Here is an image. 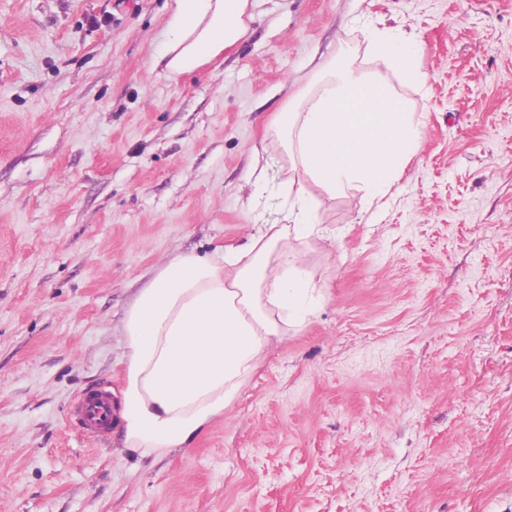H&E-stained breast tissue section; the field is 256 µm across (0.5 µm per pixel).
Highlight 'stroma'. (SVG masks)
<instances>
[{
    "label": "stroma",
    "mask_w": 512,
    "mask_h": 512,
    "mask_svg": "<svg viewBox=\"0 0 512 512\" xmlns=\"http://www.w3.org/2000/svg\"><path fill=\"white\" fill-rule=\"evenodd\" d=\"M168 0H0V512H512V0H257L195 73ZM415 43L425 84L374 60ZM326 56L389 84L420 145L379 208L310 186L323 303L223 417L122 446L123 318L177 254L287 207L272 124ZM274 157L257 182L256 156ZM112 393L85 437L79 397ZM366 39L376 57L398 66L410 80L425 83L417 47L410 39L398 32L377 29L369 30Z\"/></svg>",
    "instance_id": "35a3bbf8"
}]
</instances>
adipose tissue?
Masks as SVG:
<instances>
[{
    "label": "adipose tissue",
    "instance_id": "ef3b65f1",
    "mask_svg": "<svg viewBox=\"0 0 512 512\" xmlns=\"http://www.w3.org/2000/svg\"><path fill=\"white\" fill-rule=\"evenodd\" d=\"M165 51L172 76L193 72L248 31L255 0H171ZM371 52L424 83L416 45L369 30ZM314 91L299 93L277 132L292 161L282 222L265 225L215 260L180 254L160 266L126 312L124 447L162 456L188 447L238 396L289 330L302 328L322 297L290 240H324L316 185L329 195L385 198L420 137V121L388 86L333 59L321 61Z\"/></svg>",
    "mask_w": 512,
    "mask_h": 512
}]
</instances>
